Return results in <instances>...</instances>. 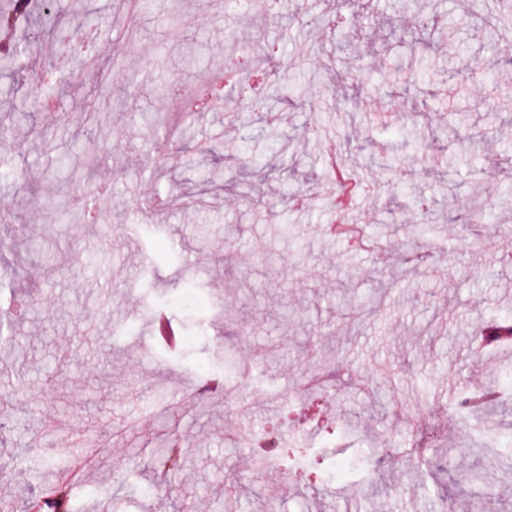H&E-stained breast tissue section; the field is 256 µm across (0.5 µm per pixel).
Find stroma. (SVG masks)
<instances>
[{
	"label": "stroma",
	"mask_w": 512,
	"mask_h": 512,
	"mask_svg": "<svg viewBox=\"0 0 512 512\" xmlns=\"http://www.w3.org/2000/svg\"><path fill=\"white\" fill-rule=\"evenodd\" d=\"M178 7L168 22L134 0H55L72 26L98 17L95 65L57 69L45 36L25 41L26 62L55 70L53 85L0 64V159L16 169L0 180V305L16 309L0 321L14 343L0 357V512L89 458L77 512H317L315 490L332 512H512V459L475 453L512 434V388L491 414L450 409L512 369V353L478 343L484 318L512 312V205L485 226L462 221L474 197L512 184V80L471 87L462 69L512 62V40L485 39L474 0H443L456 63L427 84L406 75L427 42L387 0L322 21L291 0ZM264 40L278 52L259 90L224 88L225 111L158 156V117L180 111L168 84L200 88L231 44ZM397 67L404 77L384 82ZM392 107L396 120L377 123ZM313 126L363 190V233L385 226L377 247L327 235ZM467 132L476 154L457 150ZM298 193L308 204L289 221L265 207ZM425 214L433 244L405 232ZM147 301L180 327L178 353L144 347ZM207 375L223 394H185ZM268 430L288 449H365L369 475L256 474ZM35 440L60 449L52 468L35 470ZM475 470L484 484L465 482Z\"/></svg>",
	"instance_id": "35a3bbf8"
}]
</instances>
